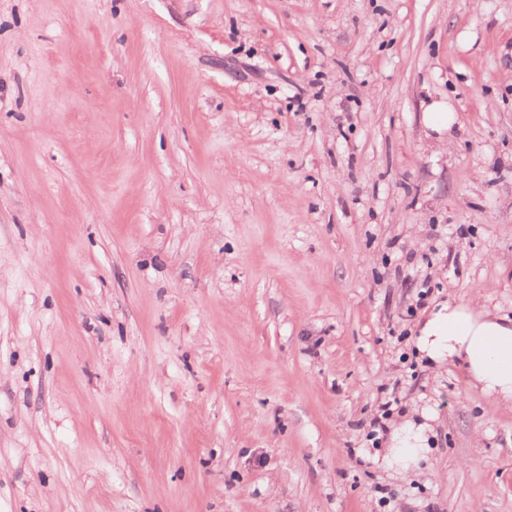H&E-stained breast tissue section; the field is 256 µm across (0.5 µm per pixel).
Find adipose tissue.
<instances>
[{"label":"adipose tissue","instance_id":"obj_1","mask_svg":"<svg viewBox=\"0 0 512 512\" xmlns=\"http://www.w3.org/2000/svg\"><path fill=\"white\" fill-rule=\"evenodd\" d=\"M416 348L431 365L460 366L468 387L494 404L512 405V318L470 301L442 302L420 325ZM432 434L422 412L394 423L383 455L386 469L416 475Z\"/></svg>","mask_w":512,"mask_h":512}]
</instances>
